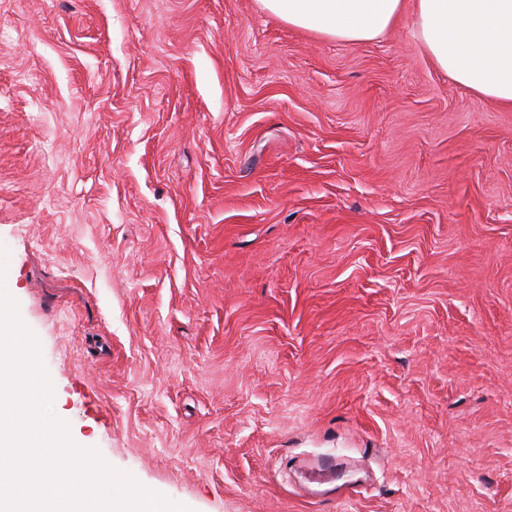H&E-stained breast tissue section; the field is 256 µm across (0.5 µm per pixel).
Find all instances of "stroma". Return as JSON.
<instances>
[{"label": "stroma", "mask_w": 512, "mask_h": 512, "mask_svg": "<svg viewBox=\"0 0 512 512\" xmlns=\"http://www.w3.org/2000/svg\"><path fill=\"white\" fill-rule=\"evenodd\" d=\"M0 250L73 442L189 512H512V109L411 17L0 0ZM259 3L289 26L343 43L378 38L396 25L405 7V0H259Z\"/></svg>", "instance_id": "obj_1"}]
</instances>
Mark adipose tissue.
<instances>
[{"mask_svg": "<svg viewBox=\"0 0 512 512\" xmlns=\"http://www.w3.org/2000/svg\"><path fill=\"white\" fill-rule=\"evenodd\" d=\"M289 26L343 43L378 38L411 9L433 66L512 108V0H259Z\"/></svg>", "mask_w": 512, "mask_h": 512, "instance_id": "obj_1", "label": "adipose tissue"}]
</instances>
